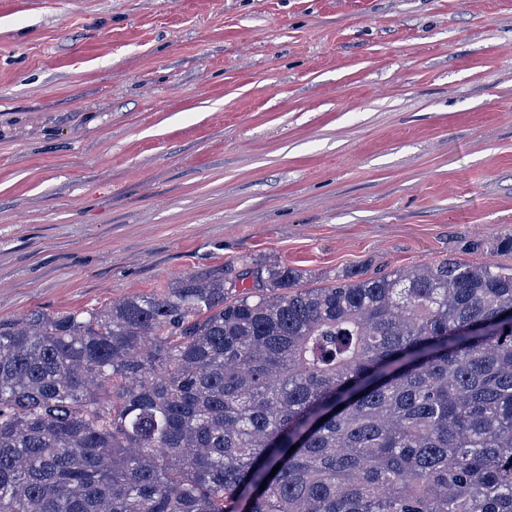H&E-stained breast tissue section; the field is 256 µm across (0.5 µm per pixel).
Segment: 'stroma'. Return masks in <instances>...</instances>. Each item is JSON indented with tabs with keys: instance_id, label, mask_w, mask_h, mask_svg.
I'll return each instance as SVG.
<instances>
[{
	"instance_id": "1",
	"label": "stroma",
	"mask_w": 512,
	"mask_h": 512,
	"mask_svg": "<svg viewBox=\"0 0 512 512\" xmlns=\"http://www.w3.org/2000/svg\"><path fill=\"white\" fill-rule=\"evenodd\" d=\"M512 235V0H0V319Z\"/></svg>"
}]
</instances>
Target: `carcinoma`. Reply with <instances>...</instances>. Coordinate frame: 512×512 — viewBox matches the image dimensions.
<instances>
[{"label":"carcinoma","instance_id":"cac0c4a2","mask_svg":"<svg viewBox=\"0 0 512 512\" xmlns=\"http://www.w3.org/2000/svg\"><path fill=\"white\" fill-rule=\"evenodd\" d=\"M249 278L0 320V512H512V265Z\"/></svg>","mask_w":512,"mask_h":512}]
</instances>
